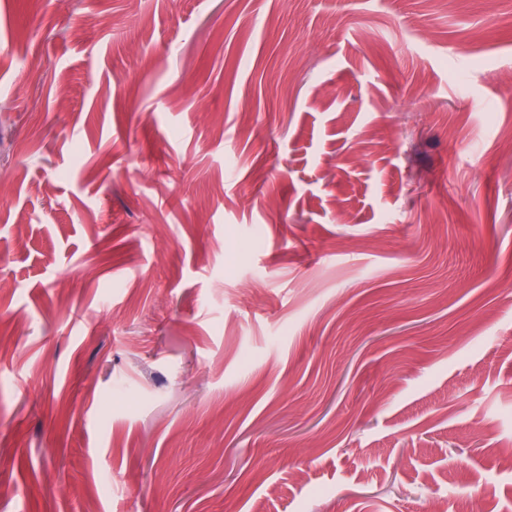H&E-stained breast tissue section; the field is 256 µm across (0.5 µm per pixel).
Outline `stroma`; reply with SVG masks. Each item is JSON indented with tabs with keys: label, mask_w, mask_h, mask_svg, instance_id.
Instances as JSON below:
<instances>
[{
	"label": "stroma",
	"mask_w": 512,
	"mask_h": 512,
	"mask_svg": "<svg viewBox=\"0 0 512 512\" xmlns=\"http://www.w3.org/2000/svg\"><path fill=\"white\" fill-rule=\"evenodd\" d=\"M0 512H512V0H0Z\"/></svg>",
	"instance_id": "stroma-1"
}]
</instances>
